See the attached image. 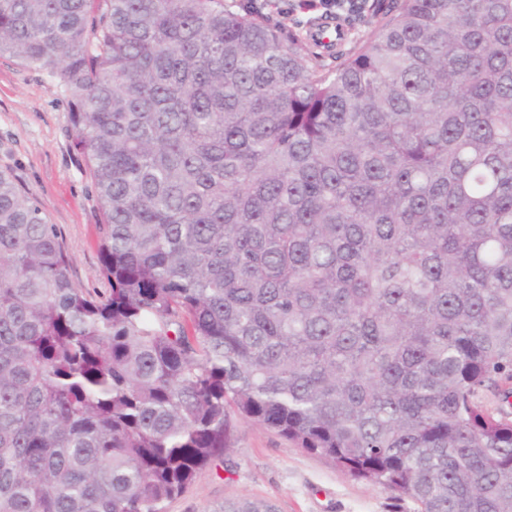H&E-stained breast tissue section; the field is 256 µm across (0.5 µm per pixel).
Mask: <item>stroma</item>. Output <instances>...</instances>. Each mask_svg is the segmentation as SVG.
<instances>
[{"label":"stroma","mask_w":512,"mask_h":512,"mask_svg":"<svg viewBox=\"0 0 512 512\" xmlns=\"http://www.w3.org/2000/svg\"><path fill=\"white\" fill-rule=\"evenodd\" d=\"M39 203L70 257L72 282L109 288L100 272L97 196L75 145L65 95L48 71L0 57V170ZM259 499L277 512H416L409 499L335 467L264 428L242 423L235 450L199 470L167 512H219L225 501Z\"/></svg>","instance_id":"35a3bbf8"}]
</instances>
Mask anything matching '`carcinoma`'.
Instances as JSON below:
<instances>
[{
	"instance_id": "carcinoma-1",
	"label": "carcinoma",
	"mask_w": 512,
	"mask_h": 512,
	"mask_svg": "<svg viewBox=\"0 0 512 512\" xmlns=\"http://www.w3.org/2000/svg\"><path fill=\"white\" fill-rule=\"evenodd\" d=\"M322 51L224 0H0L108 294L0 170V512H166L256 424L418 512H512V0Z\"/></svg>"
}]
</instances>
